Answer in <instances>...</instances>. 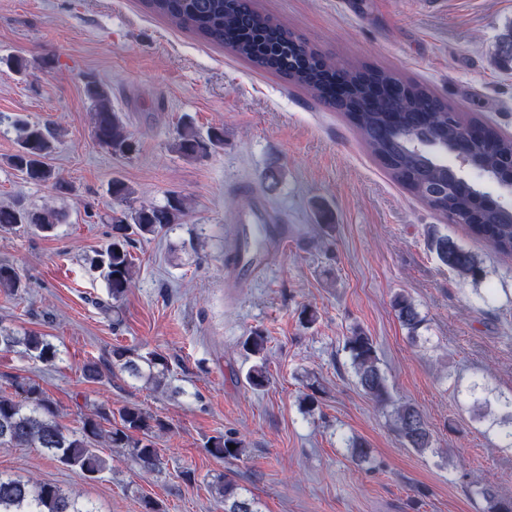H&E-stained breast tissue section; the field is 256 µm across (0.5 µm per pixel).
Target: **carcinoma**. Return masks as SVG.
Wrapping results in <instances>:
<instances>
[{
    "instance_id": "carcinoma-1",
    "label": "carcinoma",
    "mask_w": 512,
    "mask_h": 512,
    "mask_svg": "<svg viewBox=\"0 0 512 512\" xmlns=\"http://www.w3.org/2000/svg\"><path fill=\"white\" fill-rule=\"evenodd\" d=\"M146 8L197 38L222 47L249 62L254 68L271 72L297 86L317 100L342 112L356 128L364 143L391 176L443 217L455 215L470 221L471 233L496 251L512 255V208L494 203L477 205L485 193L474 184L455 178L453 168L443 157L451 152L467 129H477L482 140L472 149L479 157L481 174L503 182L506 162L512 158V139L499 135L479 122H466L459 113L437 97L428 87L406 81L388 71L375 68H341L322 57L288 28L260 12L254 0H145ZM85 90L93 106V137L97 144L115 156L128 157L136 152V141L119 113L112 108L109 91L96 79H85ZM17 149L7 164L27 180L52 184L60 193L70 191L57 177L48 160L55 150L56 129L47 124L18 121ZM180 157L198 160L224 149V128L211 127L201 133L185 120L171 144ZM112 199L127 202L134 189L120 178L110 184ZM187 202L172 196L161 207L142 206L131 210L116 224V235L102 250L88 258L91 269L100 272L112 300L122 299L134 285V265L130 247L133 236L153 235L165 227L182 223ZM62 215L46 205L26 208L20 204L0 207V232L11 233L22 224H34L49 232L61 222ZM439 260L459 279L476 280L482 276L478 256L446 236H432ZM26 287L15 269L0 263V288L12 294ZM398 319L409 333H415L423 318L415 304L404 294L393 302ZM269 337L255 329L242 342L243 349L255 358L245 375L246 384L263 391L270 384L264 360ZM23 347L44 364H52L59 350L34 332L17 335L0 327V350ZM357 384L380 406L391 408L393 431L404 444L419 453L433 447V435L422 412L409 402L393 399L379 366L371 337L355 330L345 340ZM112 364L130 377L144 380L156 389L173 394L179 389L168 380L167 358L157 352L145 354L133 349L112 351ZM23 398L0 395V447L40 448L60 464L80 470L96 479L111 470L107 458L93 444L118 448L136 465L160 470L158 449L153 435L168 429L167 423L142 408L132 405L119 409V427H106L112 420V408L100 404L72 431L57 420L54 402L34 383L18 386ZM235 449H230V445ZM211 454L239 460L246 455L244 442L233 433H220L208 440ZM214 493L224 501V512H260L255 498L239 492V485L227 478L218 479ZM489 503L488 512H512V497H504L492 488H477ZM0 512H92L87 504L57 486L35 480L0 475Z\"/></svg>"
}]
</instances>
